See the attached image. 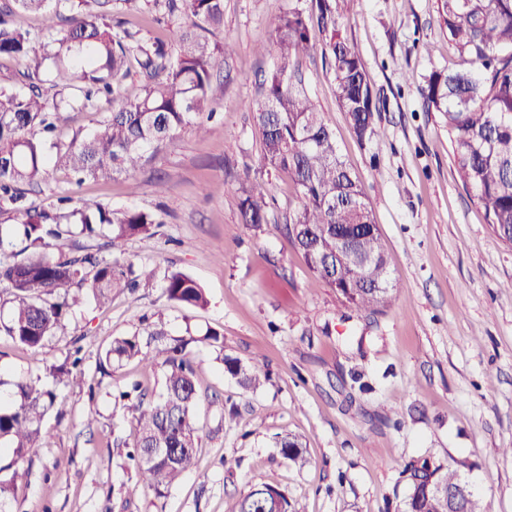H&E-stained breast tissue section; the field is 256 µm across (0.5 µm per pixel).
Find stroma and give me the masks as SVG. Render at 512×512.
<instances>
[{"mask_svg":"<svg viewBox=\"0 0 512 512\" xmlns=\"http://www.w3.org/2000/svg\"><path fill=\"white\" fill-rule=\"evenodd\" d=\"M294 0H224V24L211 37L230 41L217 114L177 146L155 145L130 175L74 183L50 174L29 193L53 209L60 197L158 214L154 235L127 240L135 265L152 268L136 292L113 290L108 307L75 306L38 351L0 335V378L43 373L71 352L84 381L54 385L66 414H48L49 446L13 482L0 512H237L252 486L284 491L292 512H401L404 464L427 458L469 462L466 477L490 512H512V247L503 243L464 189L447 129L421 108L420 89L436 70L461 68L443 35L436 0H336L341 33L353 43L386 105L377 132L358 141L339 108L335 81L320 55L301 71L358 178L385 245L397 289L383 313L350 311L278 230L296 204L291 180L268 176V222L240 223L234 194L260 164V139L246 102L262 96L278 64L260 53L277 17ZM164 180L168 190L157 194ZM223 184V192L212 189ZM191 276L205 307L169 300L171 273ZM158 325L193 339L200 391L201 446L195 470L164 497L141 488L126 499L131 471L112 444L133 428L113 393L140 381L150 395L161 368L137 360L101 374L113 338ZM218 330L223 346L203 342ZM266 355L270 379L244 388L225 374L223 355ZM97 384L88 397L89 384ZM299 438L307 462L285 459L278 442Z\"/></svg>","mask_w":512,"mask_h":512,"instance_id":"stroma-1","label":"stroma"}]
</instances>
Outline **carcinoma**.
Listing matches in <instances>:
<instances>
[{
    "label": "carcinoma",
    "mask_w": 512,
    "mask_h": 512,
    "mask_svg": "<svg viewBox=\"0 0 512 512\" xmlns=\"http://www.w3.org/2000/svg\"><path fill=\"white\" fill-rule=\"evenodd\" d=\"M137 0H0V57L19 65L16 82L0 86V206L9 207L20 226L25 246L15 249L13 238L0 225V284L13 295L10 316L0 330L14 342L40 349L60 328L77 303L75 287L87 286L97 306L112 299V289H134L154 271L136 268L124 257L123 243L148 235L160 223L154 213L84 202L70 211L39 209L26 201L24 187L47 181L52 169L69 171L76 182L131 174L145 151L159 144L176 145L186 128L203 129V118L215 112L214 75L232 52L228 43H213L211 29L224 24V0H151L152 8L173 21L170 44L144 38L114 18L118 3ZM43 16L47 40L10 24L15 12ZM440 26L468 67L434 71L420 96L427 112H435L446 128L460 179L473 201L484 210L486 223L512 246V0H438ZM328 36L322 56L334 75L336 99L350 117L361 141L377 133L374 113L380 94L354 48L342 36L336 0H296L274 28L271 47L278 67L265 80L262 100L247 109L260 134V172L236 195L243 224L268 223L267 188L261 172L288 176L296 206L282 233L329 285L358 276L347 250L336 251V238H351L356 250L377 257L368 269L373 285L386 278V258L378 229L371 223L364 191L343 160L336 136L298 79L300 62L311 55L309 31ZM53 65L52 98L42 90V75ZM137 68L143 78L141 94L130 97L124 81ZM80 106L102 114L95 128L69 142L53 144L35 132L52 133L50 114ZM65 234L107 238L113 257L100 261L93 254L49 250V240ZM396 284L378 293L372 288L343 289L344 302L358 312L376 313L387 307ZM166 291L182 307L207 305L203 289L189 275L173 272ZM166 333L150 325L131 336L117 337L100 360L106 366L137 358L164 370L158 397L145 400L140 384L120 393H138L133 405V432L124 447L136 480L127 486L131 499L139 487L165 496L173 483L195 464L200 431L194 411L198 404L196 372L188 342L164 341ZM224 372L246 388L269 381L266 357L255 354L247 363L225 356ZM75 356L52 365L45 376L11 383L8 404L0 405V446L9 460L0 472L19 470L30 462V449L45 440L44 417L54 410V383L83 375ZM281 454L294 464L306 462L302 444L294 437L279 441ZM466 461L451 464L428 459L407 463L401 477L408 486L403 512H448V502L429 496L425 486L436 477L448 486L463 479Z\"/></svg>",
    "instance_id": "1"
}]
</instances>
